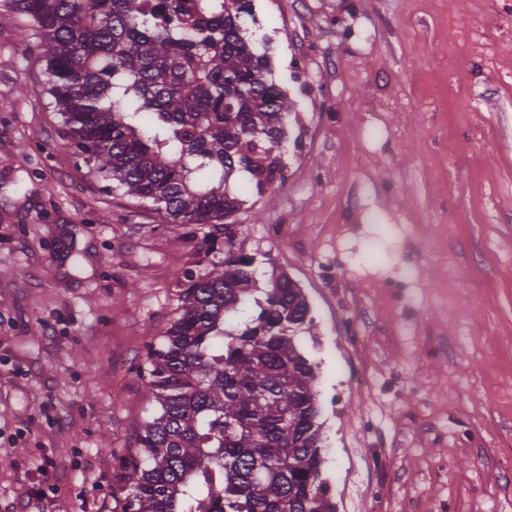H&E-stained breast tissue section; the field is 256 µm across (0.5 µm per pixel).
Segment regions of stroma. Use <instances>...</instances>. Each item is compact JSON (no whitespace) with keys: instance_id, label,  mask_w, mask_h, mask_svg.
Listing matches in <instances>:
<instances>
[{"instance_id":"stroma-1","label":"stroma","mask_w":512,"mask_h":512,"mask_svg":"<svg viewBox=\"0 0 512 512\" xmlns=\"http://www.w3.org/2000/svg\"><path fill=\"white\" fill-rule=\"evenodd\" d=\"M252 3L293 107L235 249L308 303L334 512H512V0ZM23 25L0 10V512H112L137 369L224 242L62 148Z\"/></svg>"}]
</instances>
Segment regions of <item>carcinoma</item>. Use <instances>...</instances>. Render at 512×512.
<instances>
[{"label":"carcinoma","instance_id":"cac0c4a2","mask_svg":"<svg viewBox=\"0 0 512 512\" xmlns=\"http://www.w3.org/2000/svg\"><path fill=\"white\" fill-rule=\"evenodd\" d=\"M37 35L62 147L175 224L232 217L239 174L280 182L288 98L243 28L240 0H0ZM235 252L189 275L181 313L138 375L153 412L112 449L117 512H333L325 498L315 372L296 330L309 308L285 275L254 296ZM249 304L255 313L227 320Z\"/></svg>","mask_w":512,"mask_h":512}]
</instances>
